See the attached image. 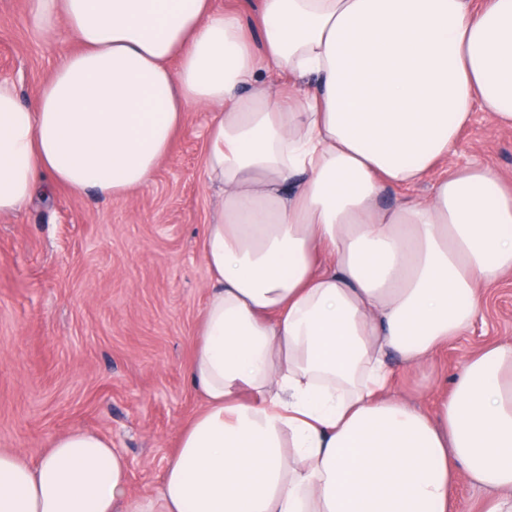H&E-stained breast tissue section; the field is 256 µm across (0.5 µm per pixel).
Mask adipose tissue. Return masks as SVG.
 Returning <instances> with one entry per match:
<instances>
[{
  "label": "adipose tissue",
  "instance_id": "adipose-tissue-1",
  "mask_svg": "<svg viewBox=\"0 0 512 512\" xmlns=\"http://www.w3.org/2000/svg\"><path fill=\"white\" fill-rule=\"evenodd\" d=\"M28 20L77 48L32 106L0 84V215L147 186L192 106L213 111L220 200L187 368L201 406L157 497L134 504L124 456L74 429L35 462L0 450V512H449L462 479L494 490L480 512H512V342L432 410L393 389L512 274V187L490 169L409 192L473 112L512 129V0H260L254 31L211 0H28Z\"/></svg>",
  "mask_w": 512,
  "mask_h": 512
}]
</instances>
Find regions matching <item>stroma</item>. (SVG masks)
Segmentation results:
<instances>
[{
    "label": "stroma",
    "mask_w": 512,
    "mask_h": 512,
    "mask_svg": "<svg viewBox=\"0 0 512 512\" xmlns=\"http://www.w3.org/2000/svg\"><path fill=\"white\" fill-rule=\"evenodd\" d=\"M74 47L65 27L44 37L27 0H0V81L30 104ZM211 112L186 125L150 183L122 199L55 191L0 216V450L37 460L73 428L109 438L129 490L160 489L199 402L186 379L208 297L202 232L217 201L204 170ZM478 163L512 185V130L475 112L449 166ZM512 340V277L487 290L480 320L449 342L434 369L396 371L402 395L439 400L473 346Z\"/></svg>",
    "instance_id": "1"
}]
</instances>
